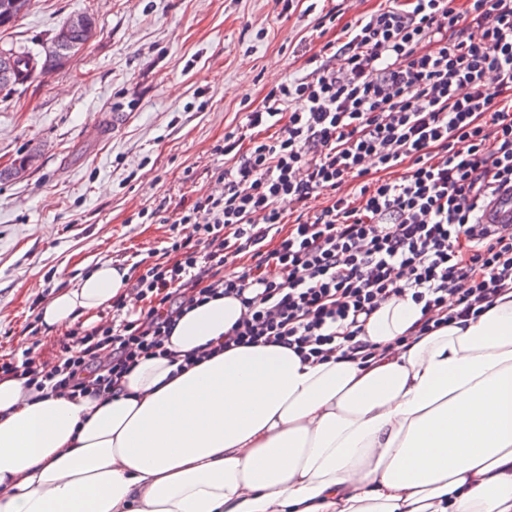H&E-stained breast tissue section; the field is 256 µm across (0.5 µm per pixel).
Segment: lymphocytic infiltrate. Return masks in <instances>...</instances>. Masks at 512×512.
I'll return each mask as SVG.
<instances>
[{
  "label": "lymphocytic infiltrate",
  "instance_id": "lymphocytic-infiltrate-1",
  "mask_svg": "<svg viewBox=\"0 0 512 512\" xmlns=\"http://www.w3.org/2000/svg\"><path fill=\"white\" fill-rule=\"evenodd\" d=\"M342 36L331 61L247 113L246 129L277 125L278 136L247 148L225 136L237 159L223 192L197 196L157 258L131 264L146 309L116 296L111 319L73 328L56 360L30 346L1 356L0 376L73 400L110 396L168 356L183 312L222 296L245 313L199 358L258 343L312 364L341 343L369 357L360 318L384 301L411 296L424 335L511 290L512 225L483 217L512 195V0H386ZM316 194L326 204L308 211ZM230 253L247 266L226 272Z\"/></svg>",
  "mask_w": 512,
  "mask_h": 512
}]
</instances>
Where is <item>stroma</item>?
<instances>
[{"label": "stroma", "mask_w": 512, "mask_h": 512, "mask_svg": "<svg viewBox=\"0 0 512 512\" xmlns=\"http://www.w3.org/2000/svg\"><path fill=\"white\" fill-rule=\"evenodd\" d=\"M382 2L35 0L0 47L37 49L81 12L97 33L64 69L0 96V171L38 157L0 179V354L30 345L60 287L162 248L167 217L232 167L225 134Z\"/></svg>", "instance_id": "obj_1"}]
</instances>
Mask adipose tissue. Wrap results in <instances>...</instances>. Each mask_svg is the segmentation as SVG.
<instances>
[{"instance_id": "obj_1", "label": "adipose tissue", "mask_w": 512, "mask_h": 512, "mask_svg": "<svg viewBox=\"0 0 512 512\" xmlns=\"http://www.w3.org/2000/svg\"><path fill=\"white\" fill-rule=\"evenodd\" d=\"M125 287L102 263L42 324L91 327ZM243 312L193 309L168 348L191 354ZM420 316L408 296L377 308L367 359L257 345L178 374L148 360L104 401L0 379V512H512V290L422 337Z\"/></svg>"}]
</instances>
